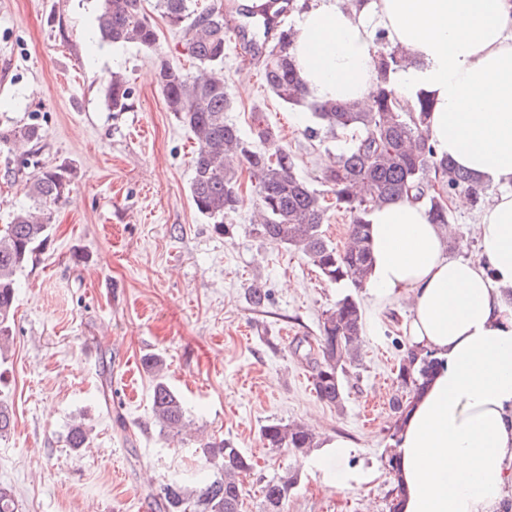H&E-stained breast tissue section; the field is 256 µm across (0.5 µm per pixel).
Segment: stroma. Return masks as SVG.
<instances>
[{"mask_svg": "<svg viewBox=\"0 0 512 512\" xmlns=\"http://www.w3.org/2000/svg\"><path fill=\"white\" fill-rule=\"evenodd\" d=\"M101 7L0 0V128L33 124L42 135L34 149L0 145V225L31 205V156L73 171L48 241L18 276L12 336L0 349V401L15 421L0 438V486L12 489L18 512H158L154 497L172 478L212 475L200 439H227L254 464L243 479L246 512H258L262 480L288 471L298 484L284 512H388L396 485L388 402L410 346L401 329L408 301L379 305L368 289L324 281L300 253L255 233L252 201L232 216V234L216 231L191 201L197 145L155 78L164 62L195 71L185 30L146 0L155 49L110 44L97 27ZM115 72L131 89L123 112L107 105ZM224 79L227 119L247 135L262 113L299 174L321 188L339 140L307 138L317 124L311 109L276 99L261 58L245 56L231 35ZM256 279L268 289L260 308L247 299ZM349 292L365 314L364 348L339 410L317 398L305 353L324 313ZM147 355L167 364L166 381L185 402V435L163 434L154 420ZM271 420L307 424L322 444L348 440L346 465L366 481L338 489L312 454L264 447L260 429ZM76 422L90 431L77 450L65 441Z\"/></svg>", "mask_w": 512, "mask_h": 512, "instance_id": "stroma-1", "label": "stroma"}]
</instances>
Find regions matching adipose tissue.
<instances>
[{"instance_id":"1","label":"adipose tissue","mask_w":512,"mask_h":512,"mask_svg":"<svg viewBox=\"0 0 512 512\" xmlns=\"http://www.w3.org/2000/svg\"><path fill=\"white\" fill-rule=\"evenodd\" d=\"M291 56L315 102H366L376 32L406 51L405 98L425 92L438 154L497 194L476 233L431 223L411 197L373 209L370 294L403 297L415 353L437 369L395 437L399 512H507L512 506V0H311Z\"/></svg>"}]
</instances>
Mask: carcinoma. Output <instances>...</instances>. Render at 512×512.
I'll return each instance as SVG.
<instances>
[{
	"label": "carcinoma",
	"instance_id": "carcinoma-1",
	"mask_svg": "<svg viewBox=\"0 0 512 512\" xmlns=\"http://www.w3.org/2000/svg\"><path fill=\"white\" fill-rule=\"evenodd\" d=\"M103 2L97 22L104 41L135 43L146 49L156 46L157 30L144 11L143 0ZM156 7L169 26L186 27V49L198 63L193 74L161 64L158 85L168 110L183 120L196 141L191 199L197 212L213 220L217 230L226 235L233 232L234 225L227 220L243 205L241 178L246 172L255 182L257 234L297 250L325 281L364 288L371 273L366 216L373 207L410 194L426 205L432 223L446 224L449 207L445 198L454 192H466L476 204L483 201L485 188L448 157L436 154L424 129L432 100L422 93L413 101L400 94L391 75L406 68L411 60L403 51L388 47L382 34H376L379 79L366 106L310 103L320 128L343 138V147L322 173L326 190L320 192L300 176L294 155L262 116H254L251 139L243 137L225 117L231 98L220 74L227 33L224 13L213 8L200 11L192 7V0H156ZM305 7L307 3L299 0H268L246 13L249 27H239L249 51L263 57V77L269 91L295 107L306 104L307 98L290 54L295 29L285 18ZM130 94L126 79L112 74L107 91L110 109L125 111ZM318 129L309 126L305 133L312 137ZM18 138L37 143L41 135L34 125L0 130L3 145ZM71 182V169L64 165L43 169L29 179L26 194L35 208L45 212L69 198ZM328 195L334 199L336 210L351 219L347 242L341 248L330 242L322 229ZM48 229L49 225L29 211L17 212L11 223L0 226V348L12 335L17 275L44 245ZM247 296L253 306L263 305L268 297L265 283L254 281L247 288ZM364 327L363 309L351 294L338 298L320 325L313 387L321 401L338 409L345 400L343 377L361 355ZM144 366L154 379L155 422L163 433L180 434L186 409L182 397L165 381L164 359L149 356ZM434 369V361L427 356L419 358L408 351L402 357L397 393L389 401L396 418L403 417L410 396L418 393ZM260 436L263 444L273 449L303 452L317 445L315 433L295 423L272 420L262 426ZM66 439L70 447L83 448L89 436L83 425L75 423ZM199 448L214 463L212 477L193 487L178 481L163 485L160 512H242V478L253 469L251 459L229 440L202 441ZM297 483L298 477L290 472L263 481L260 512H284Z\"/></svg>",
	"mask_w": 512,
	"mask_h": 512
}]
</instances>
